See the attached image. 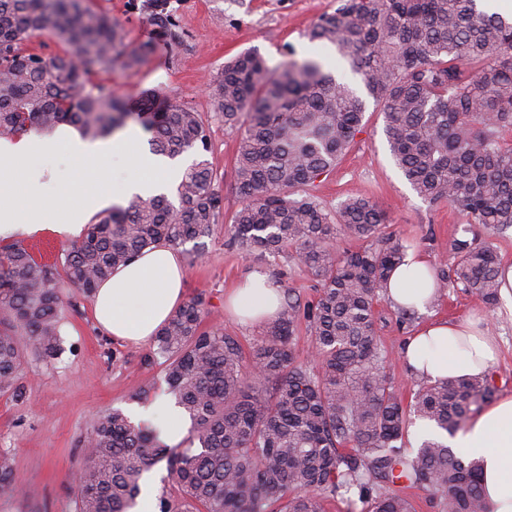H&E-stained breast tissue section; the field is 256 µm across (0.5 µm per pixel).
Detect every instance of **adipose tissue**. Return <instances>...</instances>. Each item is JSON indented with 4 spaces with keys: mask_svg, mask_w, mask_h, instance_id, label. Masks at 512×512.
<instances>
[{
    "mask_svg": "<svg viewBox=\"0 0 512 512\" xmlns=\"http://www.w3.org/2000/svg\"><path fill=\"white\" fill-rule=\"evenodd\" d=\"M66 146L71 154L90 166L100 182L94 193L76 204L51 210L38 202L44 171L34 165L36 157ZM127 155L130 174L125 195L151 196L178 180L181 173L160 157L128 153L124 136L107 142L81 141L69 129L53 138L31 137L0 149V234L15 231L14 213L20 201H29L27 229H49L59 234H78L88 214L117 202L119 195L107 186L105 177L112 158ZM430 263L419 252L409 253L404 265L392 272L384 294L395 306L423 311L431 304L433 290ZM184 270L178 253L160 244L113 271L94 295L98 324L117 339L140 344L157 333L181 306ZM282 287L262 272L250 274L228 299V309L237 321L255 324L274 313ZM404 356L412 371L425 379L484 375L495 358L489 336L466 322H437L411 336ZM454 448L466 449L482 463L481 483L490 512H512V396L501 397L472 418L465 430L448 440Z\"/></svg>",
    "mask_w": 512,
    "mask_h": 512,
    "instance_id": "adipose-tissue-1",
    "label": "adipose tissue"
}]
</instances>
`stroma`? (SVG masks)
I'll return each mask as SVG.
<instances>
[{
    "label": "stroma",
    "instance_id": "35a3bbf8",
    "mask_svg": "<svg viewBox=\"0 0 512 512\" xmlns=\"http://www.w3.org/2000/svg\"><path fill=\"white\" fill-rule=\"evenodd\" d=\"M94 7L121 23L133 42L151 39L153 28L137 0H92ZM338 0H170L183 33L176 51L158 47L138 68H114L105 80L120 95L139 100L158 92L169 101L200 112L210 130L206 158L224 196V211L202 256L189 246L178 252L185 269L186 297L204 295L209 314L203 326L237 336L243 347L259 338L261 326H242L224 308V296L252 272L266 273L302 300L317 296L316 282L293 260L244 255L230 248V221L240 205L234 190L233 165L239 135L225 130L213 110L209 85L230 57L254 49L270 70L283 63L319 60L326 71L351 80L346 63L333 46L311 42L307 33ZM46 171L43 199L48 206L72 205L94 182L81 162L66 151L38 157ZM314 195L330 209L349 197L376 203L388 215L391 229L432 263L450 260L449 243L459 216L445 205L419 198L395 165L384 135V118L368 105L361 133L332 173L323 177ZM60 345L54 359L26 356L20 394L0 393V453L9 459L21 493L0 490V512H74L73 475L92 423L107 409L128 411L167 394L164 367L154 342L135 346L115 339L97 324L91 299L64 288ZM381 345L391 359L389 370L404 397H411L421 379L403 357L408 336L400 328L389 301L378 306ZM471 320L495 336L499 357L491 371L497 396L512 395V308L499 304L488 310L477 294L447 289L433 307L416 314L413 324Z\"/></svg>",
    "mask_w": 512,
    "mask_h": 512
}]
</instances>
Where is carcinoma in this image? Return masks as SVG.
<instances>
[{
	"mask_svg": "<svg viewBox=\"0 0 512 512\" xmlns=\"http://www.w3.org/2000/svg\"><path fill=\"white\" fill-rule=\"evenodd\" d=\"M158 39L182 42L169 0H144ZM48 35L62 51L31 49ZM328 42L363 85L358 91L314 60L269 71L255 51L224 64L210 91L224 129L240 132L234 161L242 204L228 245L281 256L316 280L318 297L301 303L287 290L263 336L246 350L238 338L202 327L199 294L155 337L170 394L192 421L189 446L169 447L160 434L121 411L101 413L80 452L75 512H131L145 471L166 463L168 489L156 512H323L328 497L355 494L366 512H412L403 490L440 493L442 512H488L480 461L427 439L407 449L414 419L454 434L492 400L493 375L452 376L419 386L405 401L387 369L376 307L407 246L388 216L364 198L334 210L311 194L362 131L367 101L384 113L396 166L431 205L455 208L462 226L450 242L453 264L433 267L435 291L448 286L499 301V263L488 234L512 230V18L480 0H339L308 31ZM133 44L123 26L91 0H0V136L61 124L97 138L139 122L150 149L176 159L209 151L200 113L154 92L139 103L93 79L116 64L134 69L153 53ZM168 197L135 195L95 218L61 264L38 261L19 242L0 245V392L19 391L24 354L48 360L58 349L61 288L89 297L112 271L159 243H193L201 252L224 209L206 160L195 161ZM342 236L367 242L339 250ZM315 360L299 357L301 324ZM0 489L20 492L6 457Z\"/></svg>",
	"mask_w": 512,
	"mask_h": 512,
	"instance_id": "1",
	"label": "carcinoma"
}]
</instances>
